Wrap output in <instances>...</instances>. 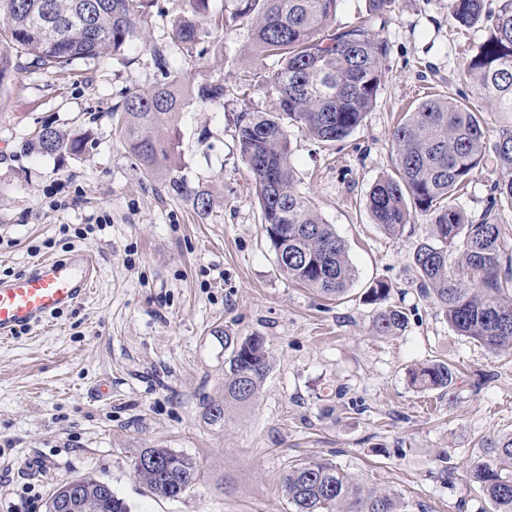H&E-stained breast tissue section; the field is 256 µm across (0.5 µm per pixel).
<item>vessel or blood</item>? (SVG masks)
Returning <instances> with one entry per match:
<instances>
[{"mask_svg":"<svg viewBox=\"0 0 512 512\" xmlns=\"http://www.w3.org/2000/svg\"><path fill=\"white\" fill-rule=\"evenodd\" d=\"M97 275L94 255L81 251L66 259L40 261L29 274L0 281V338L38 328L83 300Z\"/></svg>","mask_w":512,"mask_h":512,"instance_id":"obj_1","label":"vessel or blood"}]
</instances>
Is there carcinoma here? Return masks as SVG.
Segmentation results:
<instances>
[{"instance_id": "obj_1", "label": "carcinoma", "mask_w": 512, "mask_h": 512, "mask_svg": "<svg viewBox=\"0 0 512 512\" xmlns=\"http://www.w3.org/2000/svg\"><path fill=\"white\" fill-rule=\"evenodd\" d=\"M224 29L248 26L247 56L275 58L260 75L268 108L252 107L247 89L236 92L239 149L252 175L261 223L275 254L288 253V277L326 298L344 296L354 279L344 241L324 223L297 187L290 161L289 129L331 145L355 131L376 101L384 82L387 45L368 24L334 27L341 0H229ZM485 0H448V15L458 25L488 29L478 52L469 57L467 74L478 98L494 103L506 117L493 143L479 105L451 95L420 102L394 128L396 173L373 185L367 207L374 223L390 237L400 236L412 215L432 217L430 233L413 254L418 288L432 298L448 324L492 352L512 350V262L503 263L501 213L512 209V0L498 10ZM148 0H0V88L20 67L21 58L45 70L63 69L81 59L121 57L142 40V16ZM190 15L176 20L171 44L196 43L209 0H189ZM221 82H202L192 96L203 102L224 99ZM186 104L173 83L128 95L122 103L121 134L146 175L179 163L174 144L157 135L171 125ZM88 135L52 126L38 130L30 149L54 156L81 155ZM491 163L500 180L491 188L479 223L468 221L453 203L475 172ZM391 286L374 282L365 301L380 304ZM398 306L379 310L372 330L390 336L406 328ZM229 351L224 368V401L210 402L203 414L209 424L224 421L225 403L247 404L269 371L261 336L224 337ZM421 390H447L456 379L444 362L410 372ZM155 457L167 468L158 473L141 466ZM133 471L148 490L177 499L195 484L196 462L170 448H144ZM491 512H512V433L483 440L469 469ZM76 484L89 512H130L116 494L102 493L103 482L90 477L58 484L46 502L56 512L59 499ZM291 512H411L397 493L355 477L326 458L288 465L282 477Z\"/></svg>"}]
</instances>
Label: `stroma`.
Here are the masks:
<instances>
[{
  "label": "stroma",
  "mask_w": 512,
  "mask_h": 512,
  "mask_svg": "<svg viewBox=\"0 0 512 512\" xmlns=\"http://www.w3.org/2000/svg\"><path fill=\"white\" fill-rule=\"evenodd\" d=\"M225 3L210 0L211 21L190 48L170 40L188 0H152L127 56L22 68L0 89V280L82 250L99 264L86 299L0 340V512H45L57 484L87 476L132 512H289L283 473L309 457L398 493L414 512H490L467 473L483 438L512 432V352L458 335L421 297L412 256L430 217L414 215L392 238L366 208L373 183L395 172L391 136L403 114L448 92L475 99L464 67L486 28L459 27L448 0H396L373 25L388 73L362 125L332 147L291 131L298 188L355 270L336 301L280 268L239 152L235 100L187 101L168 132L174 171L146 175L124 145L113 106L168 75L186 88L256 85L264 63L242 59L247 29L216 23ZM44 125L88 133L84 154L27 149ZM499 177L484 167L456 195L469 220ZM197 191L210 194L208 213L195 209ZM377 280L408 317L393 336L371 330L377 307L364 293ZM228 334L262 336L271 366L249 406H227L209 425L205 405L224 399ZM439 360L457 369L449 391L411 385V368ZM151 447L196 460L181 498L136 480L133 461Z\"/></svg>",
  "instance_id": "stroma-1"
}]
</instances>
